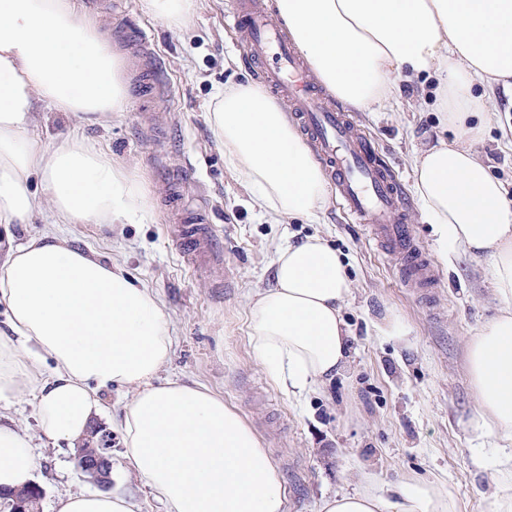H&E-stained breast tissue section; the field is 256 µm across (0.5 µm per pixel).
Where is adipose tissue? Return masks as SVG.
<instances>
[{
	"label": "adipose tissue",
	"instance_id": "obj_1",
	"mask_svg": "<svg viewBox=\"0 0 512 512\" xmlns=\"http://www.w3.org/2000/svg\"><path fill=\"white\" fill-rule=\"evenodd\" d=\"M320 83L358 112L398 100L400 83L438 82L435 109L456 127L413 158V193L441 254L489 260L498 314L470 338L466 368L477 393L476 431L512 441V202L473 152L478 121L512 80V0H275ZM119 62L77 0H0V224L51 207L62 224H132L149 217L144 184L72 137L37 146L25 127L37 104L79 116L118 111L127 98ZM224 162L252 204L274 217L323 221L325 175L286 112L251 83L210 104ZM40 175L43 192L32 191ZM273 282L249 310L250 341L287 398L316 390L348 359L341 311L344 263L323 239L277 247ZM0 408L32 395L42 432L72 441L98 412L100 388L130 393L119 417L123 455L164 512H286V488L250 424L199 383L159 380L172 353L158 293L119 264L53 237L11 248L0 263ZM51 370H44V362ZM36 467L31 436L0 422V488ZM58 512H134L120 490L76 493ZM318 512H457L445 479L374 477L356 493L323 497Z\"/></svg>",
	"mask_w": 512,
	"mask_h": 512
}]
</instances>
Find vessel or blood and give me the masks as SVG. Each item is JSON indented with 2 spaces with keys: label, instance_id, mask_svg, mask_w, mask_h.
<instances>
[{
  "label": "vessel or blood",
  "instance_id": "vessel-or-blood-1",
  "mask_svg": "<svg viewBox=\"0 0 512 512\" xmlns=\"http://www.w3.org/2000/svg\"><path fill=\"white\" fill-rule=\"evenodd\" d=\"M245 45V56L264 85L285 103L316 147L343 208L367 227L372 242L397 257L403 283L432 296L436 278L410 222V207L392 168L345 112L328 105L288 39L281 21L263 0H236L231 15ZM207 212L195 210L182 238L206 259L216 255L211 237L201 235Z\"/></svg>",
  "mask_w": 512,
  "mask_h": 512
}]
</instances>
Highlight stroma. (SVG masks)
Wrapping results in <instances>:
<instances>
[{
  "label": "stroma",
  "instance_id": "obj_1",
  "mask_svg": "<svg viewBox=\"0 0 512 512\" xmlns=\"http://www.w3.org/2000/svg\"><path fill=\"white\" fill-rule=\"evenodd\" d=\"M111 41L128 89L121 111L99 119L38 106L28 127L46 144L72 136L110 156L148 189L149 221L140 224H58L50 211L9 225L14 243L58 237L111 259L153 288L170 317L174 344L159 379L205 384L253 427L287 489V512H316L322 496L361 489L362 474L386 485L415 473L447 480L459 512H495L498 497L512 494V479L497 480L494 464L512 443L479 438L471 427L478 400L465 364L471 336L496 314L487 257L462 255L446 264L432 225L413 211L420 246L436 275L433 306L401 282L395 264L372 247L363 225L330 198L324 223L272 221L253 209L241 178L224 164V147L209 122L217 88L253 81L244 47L229 26V0H196L180 23L157 19L142 0H80ZM141 29L151 57L135 62L124 34ZM432 78L403 81V101L353 119L412 195L416 150L446 136L434 108ZM477 156L512 196V92L496 89ZM201 191L220 265L202 262L184 248L171 212H192ZM318 235L338 250L351 293L342 308L349 331L347 365L319 390L284 397L258 362L249 338L254 295L272 283V259L285 241ZM411 329L408 343L378 335L390 315ZM126 396L100 392L93 427L111 435L114 474L134 494L139 512H162L142 481L127 469L116 421ZM33 439V482L42 491L39 512H57L66 494L93 491L76 465V444L55 443L40 430L31 396L0 411Z\"/></svg>",
  "mask_w": 512,
  "mask_h": 512
}]
</instances>
